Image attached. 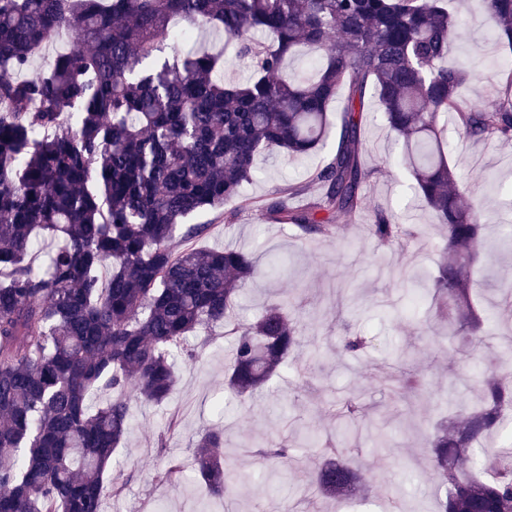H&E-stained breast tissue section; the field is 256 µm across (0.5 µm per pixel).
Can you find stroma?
<instances>
[{
  "label": "stroma",
  "instance_id": "obj_1",
  "mask_svg": "<svg viewBox=\"0 0 512 512\" xmlns=\"http://www.w3.org/2000/svg\"><path fill=\"white\" fill-rule=\"evenodd\" d=\"M448 8L466 16L449 46L448 61L475 75L463 88L462 100L492 105L498 87L512 81V51L490 35L476 7L465 9L461 0H448ZM366 110L364 161L373 174L357 212L336 217L337 234H302L269 219L262 207L279 189L305 182L324 166L331 155L327 148L298 159L259 156L260 179L243 187L251 205L239 211L233 224H226L220 208L192 216V223L210 227L195 247L247 250L259 264L276 257L284 265L279 275L247 285L233 322L251 320L268 303L285 298L299 314L307 345L260 400H241L224 386L230 343L223 329H212V341L197 363H177L178 382L167 401L133 403L125 445L114 455L132 480L122 496L106 497V512H190L202 498L194 458L205 428L224 431L230 512H301L304 475L316 466L322 448L316 437L335 428L337 407L352 395L377 414L382 426L380 436L349 453L366 489L352 498L353 512H435L444 490L428 467L426 438L443 418L439 402L449 377L468 378L466 400L474 402L483 365L424 333L423 325L434 318L430 296L423 289L406 293L396 279L400 273L425 279L439 259L441 238L434 214L414 197L413 179L398 162L397 137L385 126L376 97L368 98ZM445 138L465 202L481 207L485 215L476 286L483 332L490 335L495 354L512 336V312L501 303L502 284L512 283V247L502 245L512 226V142L466 140L452 124ZM379 207L402 214L409 235L400 247H380L366 232ZM355 332L369 340L364 355H338V337ZM399 356L423 377V389L396 395L386 389ZM269 435L287 440L300 462L286 480L271 481L265 462L252 453ZM171 456L184 462V478L174 485L158 483L156 474Z\"/></svg>",
  "mask_w": 512,
  "mask_h": 512
}]
</instances>
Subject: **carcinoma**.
<instances>
[{"label":"carcinoma","mask_w":512,"mask_h":512,"mask_svg":"<svg viewBox=\"0 0 512 512\" xmlns=\"http://www.w3.org/2000/svg\"><path fill=\"white\" fill-rule=\"evenodd\" d=\"M447 0H0V512H105L129 475L112 465L131 418V399L161 403L177 384L174 360L194 362L210 342L200 332L227 326L241 289L258 273L253 254L184 247L208 224L207 209L251 204L241 189L256 158L307 154L336 136L335 154L308 182L265 205L276 221L328 234L330 218L361 204L372 175L363 162L368 91L377 95L420 200L445 244L434 295L457 334L482 328L471 299L483 214L464 206L460 179L441 134L453 120L472 140H512V90L491 106L464 108L469 72L446 64L459 18ZM491 33L512 49V0H481ZM224 35L220 50L192 42ZM52 61L21 74L60 37ZM324 53L310 73L283 76L301 46ZM235 59L244 82H225ZM345 103L339 128L328 107ZM320 195L288 210L285 195ZM382 247L399 245L405 225L383 211L368 225ZM48 250L43 266L36 254ZM111 267L108 279L98 271ZM232 345L225 387L253 397L288 365L300 330L288 304L225 334ZM362 336L342 337L356 356ZM483 401L469 409L448 391L453 417L431 444L445 497L439 512H512V448L475 459L480 443L512 410V373H483ZM112 399L93 409L90 393ZM336 418L356 445L370 429L352 400ZM196 470L226 509L224 434L198 441ZM260 454L277 476L291 449L269 441ZM175 459L157 472L175 484ZM321 496L343 501L356 472L323 456L309 473Z\"/></svg>","instance_id":"carcinoma-1"}]
</instances>
